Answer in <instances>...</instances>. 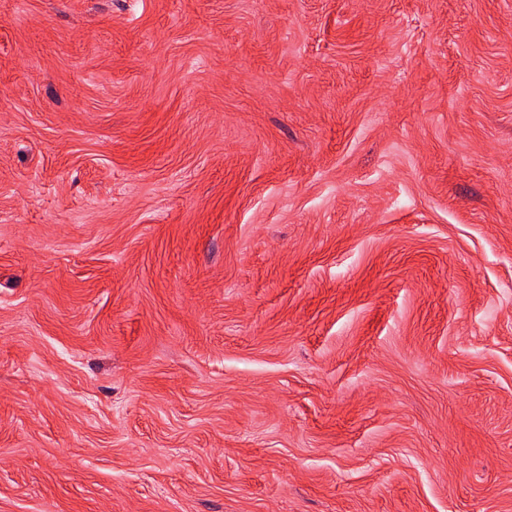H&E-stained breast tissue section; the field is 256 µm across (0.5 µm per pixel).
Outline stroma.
I'll use <instances>...</instances> for the list:
<instances>
[{
  "label": "stroma",
  "mask_w": 512,
  "mask_h": 512,
  "mask_svg": "<svg viewBox=\"0 0 512 512\" xmlns=\"http://www.w3.org/2000/svg\"><path fill=\"white\" fill-rule=\"evenodd\" d=\"M0 512H512V0H0Z\"/></svg>",
  "instance_id": "35a3bbf8"
}]
</instances>
